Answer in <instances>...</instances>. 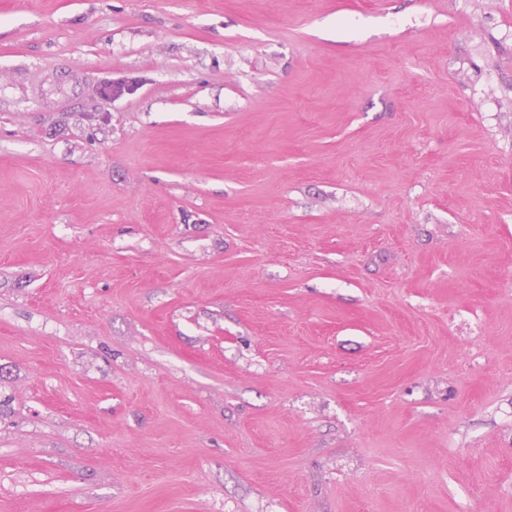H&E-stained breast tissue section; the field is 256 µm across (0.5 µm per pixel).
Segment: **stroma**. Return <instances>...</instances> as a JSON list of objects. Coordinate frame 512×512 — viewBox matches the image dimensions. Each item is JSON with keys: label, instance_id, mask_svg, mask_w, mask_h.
Segmentation results:
<instances>
[{"label": "stroma", "instance_id": "35a3bbf8", "mask_svg": "<svg viewBox=\"0 0 512 512\" xmlns=\"http://www.w3.org/2000/svg\"><path fill=\"white\" fill-rule=\"evenodd\" d=\"M0 512H512V0H0Z\"/></svg>", "mask_w": 512, "mask_h": 512}]
</instances>
